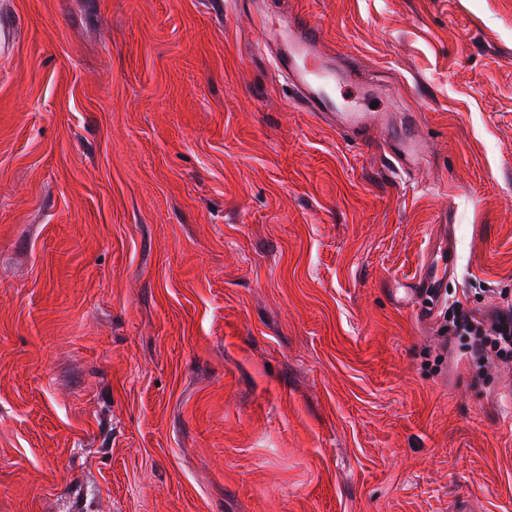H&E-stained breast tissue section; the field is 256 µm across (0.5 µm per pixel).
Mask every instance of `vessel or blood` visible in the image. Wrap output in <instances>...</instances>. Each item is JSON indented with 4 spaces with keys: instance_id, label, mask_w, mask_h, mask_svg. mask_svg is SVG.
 I'll use <instances>...</instances> for the list:
<instances>
[{
    "instance_id": "vessel-or-blood-1",
    "label": "vessel or blood",
    "mask_w": 512,
    "mask_h": 512,
    "mask_svg": "<svg viewBox=\"0 0 512 512\" xmlns=\"http://www.w3.org/2000/svg\"><path fill=\"white\" fill-rule=\"evenodd\" d=\"M255 22L263 46L271 51L274 67L301 106L318 113L341 135L358 144L367 140L372 126L385 121V113L368 105L371 86L362 71L346 58L327 57L313 21L293 13L274 17L262 8ZM387 152L405 175L418 172L426 161L422 145L411 138L389 145ZM447 277V266L422 265L418 284L430 303L417 308V316H434L443 301L442 283Z\"/></svg>"
}]
</instances>
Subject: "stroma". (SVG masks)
<instances>
[{
  "instance_id": "stroma-1",
  "label": "stroma",
  "mask_w": 512,
  "mask_h": 512,
  "mask_svg": "<svg viewBox=\"0 0 512 512\" xmlns=\"http://www.w3.org/2000/svg\"><path fill=\"white\" fill-rule=\"evenodd\" d=\"M255 10L0 0V512H512V366L440 335L512 299V0H273L385 77L360 145ZM385 151L388 152L399 172L404 175L414 174L425 165L424 149L412 138H405L387 145ZM448 278V264L445 263L441 266H433L425 262L419 272L418 285L421 288H416L421 292L427 294L431 300L432 305L421 306L416 309L417 316L421 318H432L435 314L436 308L442 303L444 297V289L441 288L442 281Z\"/></svg>"
}]
</instances>
